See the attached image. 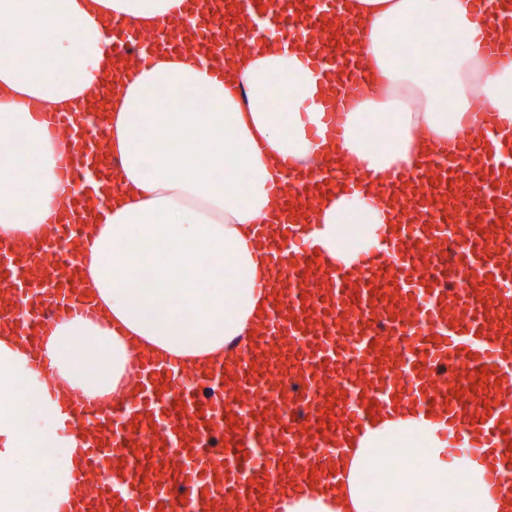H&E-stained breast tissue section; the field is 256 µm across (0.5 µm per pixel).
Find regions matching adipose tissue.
I'll list each match as a JSON object with an SVG mask.
<instances>
[{
	"instance_id": "ef3b65f1",
	"label": "adipose tissue",
	"mask_w": 512,
	"mask_h": 512,
	"mask_svg": "<svg viewBox=\"0 0 512 512\" xmlns=\"http://www.w3.org/2000/svg\"><path fill=\"white\" fill-rule=\"evenodd\" d=\"M494 0H344L342 11L364 45L365 96L346 112L337 155L354 160L365 184L322 197L316 243L327 264L350 265L391 234L384 179L413 170L428 140L455 141L474 126L475 99L512 126V66L488 71L485 15ZM183 0H0V21L31 35L35 47L0 48V140L21 145L29 163L0 167V236L40 237L57 198L50 138L29 109L66 111L112 61L100 20L122 16L156 25ZM448 44L449 65L428 57L409 66L395 50L425 32ZM243 88L231 93L230 84ZM196 110L188 111L184 102ZM320 75L293 48L256 49L234 58L228 80L195 55L161 58L126 75L112 100V152L119 195L88 236L86 289L98 320L57 325L45 347L50 374L30 351L0 336V512H58L84 476L80 435L67 431L53 377L88 400L119 390L133 348L185 367L246 344L268 299L266 250L257 241L274 200L281 162L320 155L308 127L323 116ZM391 135L373 144L368 128ZM448 416L390 408L345 443L342 487L328 498L313 488L273 503L274 512H500L478 457L446 459Z\"/></svg>"
}]
</instances>
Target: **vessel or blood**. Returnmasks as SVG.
Here are the masks:
<instances>
[{
  "instance_id": "vessel-or-blood-1",
  "label": "vessel or blood",
  "mask_w": 512,
  "mask_h": 512,
  "mask_svg": "<svg viewBox=\"0 0 512 512\" xmlns=\"http://www.w3.org/2000/svg\"><path fill=\"white\" fill-rule=\"evenodd\" d=\"M485 20L484 60L506 64L512 0ZM173 27L151 33L110 20L108 82L72 112H35L67 146L58 197L68 207L50 235L0 239V334L29 345L58 323L96 312L79 290L78 245L113 184L106 125L127 67L189 42L208 59L254 46L256 15L300 42L327 81L324 134L342 133L340 107L363 91L353 27H338L343 0H188ZM480 138L457 150L433 145L413 172L392 177L393 228L351 266L327 265L307 239L310 199L350 191L351 167L328 159L276 183L280 199L263 227L275 290L250 343L230 362L191 373L136 353V397L90 408L68 403L95 475L82 512H260L284 496L289 474L342 454L343 440L393 405L444 410L453 435L485 451L489 480L512 486V130L477 109ZM232 389L235 400L224 397ZM290 396L302 420L288 418Z\"/></svg>"
}]
</instances>
